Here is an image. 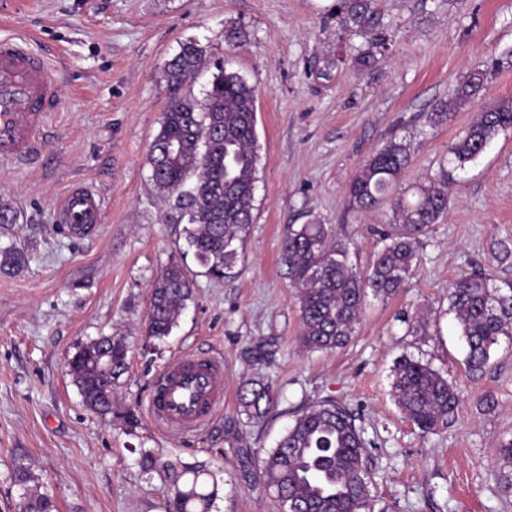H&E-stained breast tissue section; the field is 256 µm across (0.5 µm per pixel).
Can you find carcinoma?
Returning <instances> with one entry per match:
<instances>
[{
    "mask_svg": "<svg viewBox=\"0 0 512 512\" xmlns=\"http://www.w3.org/2000/svg\"><path fill=\"white\" fill-rule=\"evenodd\" d=\"M373 0H342L336 9L341 26L368 36V48L356 63L375 62L385 38L376 33ZM205 51L194 42L164 67L169 104L149 149L154 186L186 221L185 241L206 273L221 280L243 255V243L254 222L253 201L258 162L256 94L236 73L219 69L202 98L183 95L204 65ZM486 72L474 71L460 81L447 103L427 115L434 126L448 108L462 106L484 86ZM512 129V100L477 113L464 135L448 146L439 176L417 187L412 197L399 188L410 147L390 140L372 153L348 186V206L369 211L391 201L392 224L384 246L366 271L349 261L350 242L332 234L325 224L289 226L281 261L298 291L299 344L309 351L331 352L355 336L365 298L388 299L396 294L417 265V245L448 210L453 173L476 160L502 131ZM28 255L22 249L0 253V270L22 271ZM192 294L183 267L173 262L155 281L147 335L169 336ZM448 311L467 346L465 365L471 372L490 361L500 338H512V288L504 290L476 272L448 290ZM128 347L122 338L101 337L70 358V375L89 409L112 413V387L127 368ZM391 394L403 416L424 434H433L458 408L459 388L430 364L402 358L393 370ZM274 401L271 386L251 381L242 387L239 408L258 420ZM367 446L352 413L331 400L301 410L292 426L266 452L258 482L273 493L278 512H372L366 464ZM190 479L174 484L166 512H211L218 484L208 472L190 467ZM19 512H55L52 497L38 489L26 493Z\"/></svg>",
    "mask_w": 512,
    "mask_h": 512,
    "instance_id": "1",
    "label": "carcinoma"
}]
</instances>
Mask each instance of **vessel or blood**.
Listing matches in <instances>:
<instances>
[{
  "instance_id": "vessel-or-blood-1",
  "label": "vessel or blood",
  "mask_w": 512,
  "mask_h": 512,
  "mask_svg": "<svg viewBox=\"0 0 512 512\" xmlns=\"http://www.w3.org/2000/svg\"><path fill=\"white\" fill-rule=\"evenodd\" d=\"M57 75L22 42L0 40V158L27 164L42 147V134L56 104ZM58 224L81 236L102 222V204L88 186L57 201ZM224 405V365L214 356L185 354L158 377L148 412L158 425L190 432L205 426Z\"/></svg>"
}]
</instances>
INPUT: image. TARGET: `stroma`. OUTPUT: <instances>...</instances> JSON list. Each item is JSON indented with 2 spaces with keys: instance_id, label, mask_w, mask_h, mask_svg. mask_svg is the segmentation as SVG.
<instances>
[{
  "instance_id": "1",
  "label": "stroma",
  "mask_w": 512,
  "mask_h": 512,
  "mask_svg": "<svg viewBox=\"0 0 512 512\" xmlns=\"http://www.w3.org/2000/svg\"><path fill=\"white\" fill-rule=\"evenodd\" d=\"M374 13L389 48L363 68L354 58L366 43L338 25L336 0H0V36L28 38L59 75L41 153L20 169L0 162V207L17 215L0 224V251L29 257L21 272L0 271V512H18L22 465L59 512H165L173 481L143 471L146 452L214 475L213 512H276L255 483L259 461L321 400L347 407L370 443L373 512H512L500 456L512 439V341L501 338L471 373L448 311L450 285L475 269L512 283V259L500 257L512 248V130L456 173L414 274L392 299L367 297L345 348L310 352L298 341L296 290L280 263L289 225H329L367 269L381 247L373 230L392 212L386 203L349 209L362 163L396 138L411 152L401 185L430 183L474 115L512 99V0H375ZM189 41L257 99L255 219L244 262L221 281L185 254L184 226L147 163L168 102L163 67ZM475 69L487 73L480 96L429 125L427 113ZM77 184L96 189L104 211L82 238L55 218L56 201ZM173 262L193 293L171 335L156 340L146 335L152 286ZM102 336L128 346L107 416L85 407L67 371L78 348ZM188 351L222 358L224 406L179 433L156 425L147 405L158 376ZM406 356L462 392L455 416L428 437L390 394ZM250 379L277 393L258 421L238 412Z\"/></svg>"
}]
</instances>
